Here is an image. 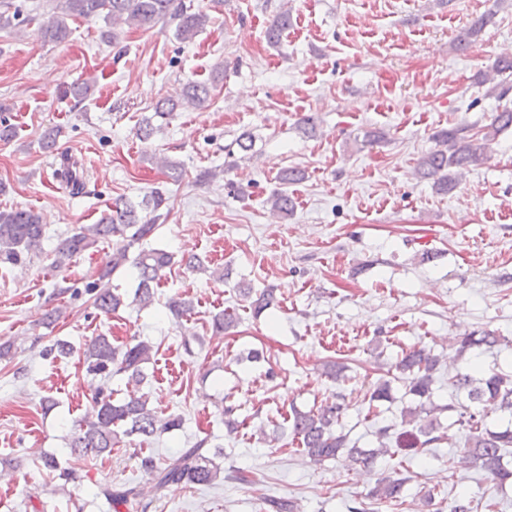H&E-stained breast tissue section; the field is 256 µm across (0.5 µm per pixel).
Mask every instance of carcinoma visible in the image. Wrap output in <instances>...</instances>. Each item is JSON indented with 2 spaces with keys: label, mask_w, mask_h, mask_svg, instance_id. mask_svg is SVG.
Segmentation results:
<instances>
[{
  "label": "carcinoma",
  "mask_w": 512,
  "mask_h": 512,
  "mask_svg": "<svg viewBox=\"0 0 512 512\" xmlns=\"http://www.w3.org/2000/svg\"><path fill=\"white\" fill-rule=\"evenodd\" d=\"M50 13L39 23L42 37L48 41L62 43L71 33L69 21L76 18L93 20L101 18L108 29L101 37L108 43L119 40L117 26L125 24L136 27H153L158 23L174 26L175 35L182 41L193 39L205 23L206 15L193 12L183 0H52ZM490 17L482 16L457 35L454 45L457 50L466 48L483 32ZM290 16L280 14L267 30L271 44L279 42L288 29ZM481 84H490V91L498 92L501 99L512 90V57L498 58L491 68L481 75ZM208 88L202 84H187L183 97L178 102H161L156 105L154 116L164 119L178 107L199 106L208 99ZM512 128V108L502 107L494 113L491 123L474 132L468 126L440 130L434 134L435 146L423 154L415 167L416 175L432 181L435 190L448 193L457 187L459 179L472 166L488 159L492 144L499 134ZM72 194L83 193L85 184L77 172V162L65 158L63 167L56 172ZM271 209L287 216L294 209V201L287 192H276L270 199ZM166 207V198L160 190L153 191L140 204L121 200L114 203L111 212L96 224H83L65 237L55 249L54 267L68 266L80 255L103 239L115 241L116 248L100 268L97 279L86 285L93 293L94 307L110 315L124 305L121 294L113 291L109 283L118 270L129 264L136 269L138 286L134 300L149 306L155 299V288L159 287L167 269L173 264V255L165 249H141L133 258L129 250L134 245L151 237L158 228L161 210ZM44 228L41 216L26 209L0 211V263L19 265L29 255L41 250ZM240 295L248 302L255 314H260L276 301L274 290L267 288L253 291L248 285L239 287ZM235 314L224 311L213 317L212 327L222 334L236 323ZM500 343V337L490 331L479 336H466L456 341V357L462 358L474 348L492 349ZM153 347L144 340L129 343L122 348L112 345L109 337L100 334L85 344L83 363L86 371L112 377V369L128 375L133 381L143 380V365L152 357ZM440 359L425 348H413L402 353L394 368L395 379L402 382L406 393L414 396L418 404L401 412L399 424L378 428L375 447L358 448L350 444L347 434L342 432V419L347 406L343 402H327L316 408L301 410L291 408L288 428L300 441L302 452L316 462L334 460L342 453L356 465L369 467L377 458L391 451H417L433 444L452 440L450 427L440 421L438 413L456 412L454 424L466 432L462 458L478 464L499 484L512 481V469L504 463V457L512 452V421L504 428L491 429L483 422L477 409L482 404L497 405L498 409L512 417V373L506 374L495 368L473 373L467 369L448 377L456 390L464 391L470 402L468 406L456 408L440 405L433 399V385L439 371ZM392 400L391 381L378 382L369 394V404ZM182 426V418H161L149 407L147 397L131 396L123 400L112 399V391L99 389L92 397L90 412L72 432L69 442L71 456L75 459L99 457L112 452L121 437L138 436L146 441ZM224 457L219 450L205 447L200 441L179 455L163 462L152 456L141 459V467L151 477L157 490L172 484L215 485L224 479V467L217 459ZM38 461L43 469L55 478L69 481L74 470L61 466L54 456L42 454ZM410 477L394 471L383 478L371 491V498L386 505H402L406 502V486ZM102 495L111 503L127 509L139 508V490L135 485H107ZM269 512H298V504L286 498H264Z\"/></svg>",
  "instance_id": "1"
}]
</instances>
